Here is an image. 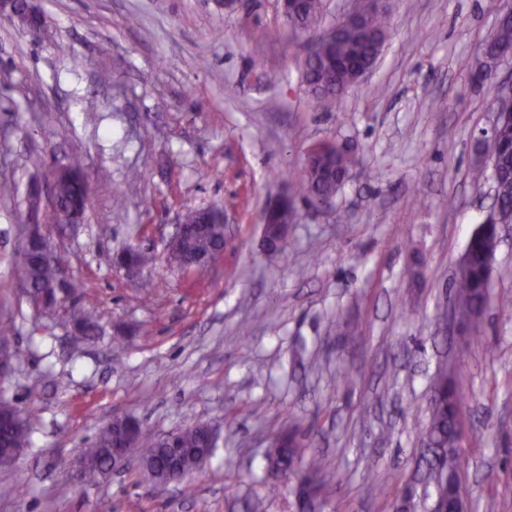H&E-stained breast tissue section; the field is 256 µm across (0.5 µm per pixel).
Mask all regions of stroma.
<instances>
[{
    "mask_svg": "<svg viewBox=\"0 0 512 512\" xmlns=\"http://www.w3.org/2000/svg\"><path fill=\"white\" fill-rule=\"evenodd\" d=\"M35 5L40 39L0 19V182L15 187L0 197V305L15 352L0 397L30 426L0 469V485L16 488L0 512H246L272 480L268 442L294 422L305 454L341 476L322 512H395L408 491L414 512H432L421 431L449 357L465 404L462 495L469 512H512V308L499 306L512 300V226L495 252L492 307L466 334L449 325L454 270L493 198L492 180L469 177L494 95L470 68L512 0H391L376 65L325 107L305 91L278 0ZM259 28L282 36L257 42ZM256 57L264 87L250 79ZM322 142L353 148L359 164L331 206L299 205L269 262L265 205ZM76 155L84 219L43 231L68 279L91 287L41 313L12 273L18 226ZM233 197L205 277L169 265L184 207ZM137 244L155 262L131 278L112 257ZM74 308L96 313L100 336L73 337ZM123 415L152 436L209 423L219 446L187 487H153L134 469L82 487L78 458Z\"/></svg>",
    "mask_w": 512,
    "mask_h": 512,
    "instance_id": "stroma-1",
    "label": "stroma"
}]
</instances>
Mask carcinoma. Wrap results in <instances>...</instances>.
Returning a JSON list of instances; mask_svg holds the SVG:
<instances>
[{
  "label": "carcinoma",
  "mask_w": 512,
  "mask_h": 512,
  "mask_svg": "<svg viewBox=\"0 0 512 512\" xmlns=\"http://www.w3.org/2000/svg\"><path fill=\"white\" fill-rule=\"evenodd\" d=\"M323 13V0H301L299 8L285 18L291 35L302 37L309 43L321 38L323 29L319 21ZM390 25L387 11L366 15L358 23H344L336 28V36L322 43L321 51L303 60V81L308 93L317 102L338 100L344 90L354 83L348 71L336 73L328 65L329 58L338 53L355 57L362 64L371 63L382 50ZM512 52V18L496 27L493 36L482 48L473 70L486 72L491 79L493 60L501 53ZM478 160L471 171L473 181L484 178L487 160L500 155L501 175L496 182L495 199L500 203L499 217L504 224H512V122L500 126L489 138L478 141ZM358 159L348 150L336 147L316 159L305 157L302 177L290 190L291 200L298 198L317 203L324 197L336 194L341 186V174L355 166ZM68 176H55L51 209L41 215L42 223L66 225L68 219L81 221L89 202V190L81 163L75 159L68 164ZM222 208H188L182 215V223L197 224L200 230L195 235L178 240V246L167 253V260L183 266L188 255H210L224 246V225L218 223ZM494 230L489 228L475 235L469 242V257L466 265L456 270L452 279V305L454 312L470 325L478 324L491 303L489 274L486 255L491 247ZM63 274V258L52 254L45 259L38 243L29 241L21 245L19 259L13 268L14 278L28 289V296L34 299L57 288L67 298L91 287L86 281L60 282ZM73 329L84 338L100 334L101 326L96 315L90 311L75 309L70 316ZM430 417L423 433L435 447L455 446L454 432L460 422L462 400L457 377L437 370L431 381L429 397ZM207 423L190 425L178 433L173 443L150 438L142 432L134 435V445L139 448L143 466L141 476L157 485L175 468L189 470L203 459H211L218 439L210 438L206 432ZM130 430L122 418L113 420L100 430L91 447L84 450L79 458L81 484L93 486L98 479L111 469L112 449L120 445ZM300 428L296 425L287 435H278L272 446L267 448V467L286 477L295 475L313 487L314 498L309 503L315 507L322 493L336 482V471L328 468L318 455L304 457L299 438ZM29 443V425L19 410L9 401L0 400V466L13 463L9 455Z\"/></svg>",
  "instance_id": "carcinoma-1"
}]
</instances>
